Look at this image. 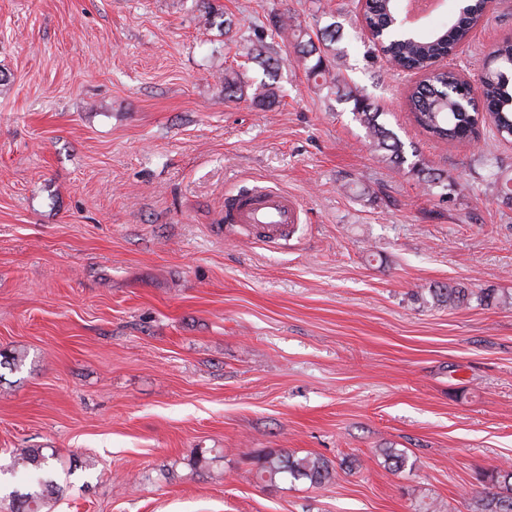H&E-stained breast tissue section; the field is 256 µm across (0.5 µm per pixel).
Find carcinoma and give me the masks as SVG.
Instances as JSON below:
<instances>
[{"label": "carcinoma", "instance_id": "1", "mask_svg": "<svg viewBox=\"0 0 512 512\" xmlns=\"http://www.w3.org/2000/svg\"><path fill=\"white\" fill-rule=\"evenodd\" d=\"M486 0H473L459 8L448 21L436 27L429 35L410 32L398 34L401 28L397 0H368L362 22L376 32L379 43L376 48L391 64L400 70L416 74L429 72L438 62L451 56L456 48L469 41L472 32L484 14ZM288 30L287 23L278 16L272 20L271 33L260 35L255 58L268 72L279 69L281 60L272 53L266 39H275ZM336 43V31L325 27L315 34L304 29L295 35L294 47L304 59L309 77L315 88L325 97L352 105L355 119L365 128L373 149L380 158L392 165L407 166L408 172L428 186L452 187L448 177L435 172L415 158L405 143L382 120L383 113L370 99L347 86L336 76L335 58L329 56ZM498 66L488 70L480 78V98L485 109L483 118L490 119L499 135L512 139V38L501 41L494 50ZM224 97L241 98L246 82L236 71L224 73L221 80ZM464 96L460 75L452 69L442 70L429 83H418L410 95L412 113L416 124L432 138L453 145L470 141L478 112L464 114L457 110V103ZM252 98L261 107L276 102V92L266 83L259 84ZM489 177L496 186L498 197L505 205H512V176L503 175L500 167L490 165ZM436 303L448 308H459L476 303L478 306L507 305L504 295L477 292L467 288L444 285L430 290ZM55 455L43 453L41 448H16L9 457L6 471L31 476L26 490L10 492L11 512H44L48 503L60 491L55 477ZM331 464L319 455L299 456L293 452L268 453L259 460L256 478L262 483L274 485L288 480L305 479L314 486H322L332 480ZM484 490L475 497L473 512H512V467L499 468L481 475Z\"/></svg>", "mask_w": 512, "mask_h": 512}]
</instances>
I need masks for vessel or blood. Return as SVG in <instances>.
<instances>
[{
  "label": "vessel or blood",
  "mask_w": 512,
  "mask_h": 512,
  "mask_svg": "<svg viewBox=\"0 0 512 512\" xmlns=\"http://www.w3.org/2000/svg\"><path fill=\"white\" fill-rule=\"evenodd\" d=\"M297 199L275 188H257L224 201L221 221L225 229L247 228L257 239L277 242L288 239L300 222Z\"/></svg>",
  "instance_id": "vessel-or-blood-1"
}]
</instances>
